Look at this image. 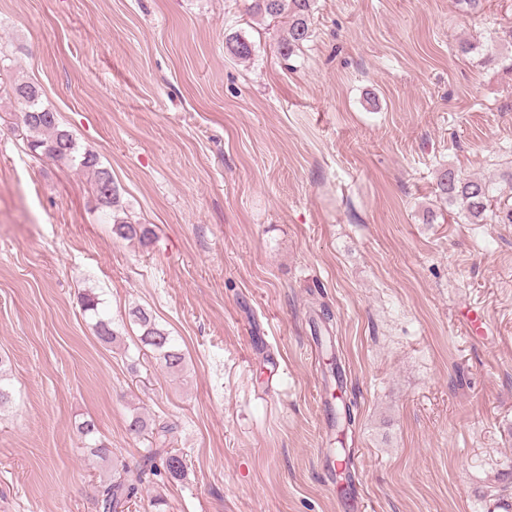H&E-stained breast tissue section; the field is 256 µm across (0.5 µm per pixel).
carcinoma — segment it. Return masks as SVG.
Segmentation results:
<instances>
[{
  "label": "carcinoma",
  "mask_w": 512,
  "mask_h": 512,
  "mask_svg": "<svg viewBox=\"0 0 512 512\" xmlns=\"http://www.w3.org/2000/svg\"><path fill=\"white\" fill-rule=\"evenodd\" d=\"M314 0H251L249 10L257 17H288V30L279 41L283 56L289 57L294 50L312 35L310 16ZM225 48L236 59L249 60L255 53L253 43L235 34L226 38ZM14 96L23 101L25 111L21 124L25 131L28 148L38 154L58 161L72 163L94 176V192L97 199L104 200L102 207L112 209L119 203V190L112 180L109 169L103 167L99 156L90 150L80 151L73 134L61 128L58 113L42 106L40 89L25 81L12 85ZM436 196L450 206H456L471 224H512V208L493 204L494 195L490 184L481 178L464 179L448 168L439 173L436 181ZM115 232L122 238H137L144 242L149 239L150 230L141 224L121 221L115 224ZM83 312L96 317L95 329L98 339L111 344L117 334L108 320L99 313V298L89 290L81 297ZM132 321L140 327L139 341L145 347L157 352L165 367L179 371L185 363L184 353L178 349L167 330L160 327L145 309L135 307L129 312ZM354 422L351 406L341 402L333 408V423L342 432ZM88 448V457L106 459L112 450L97 438L93 421L84 420L76 426ZM147 461L150 466L126 467L123 474L100 486L97 505L99 512H126L142 490L149 476L177 480L184 475L186 463L183 456L166 448L149 450Z\"/></svg>",
  "instance_id": "carcinoma-1"
}]
</instances>
